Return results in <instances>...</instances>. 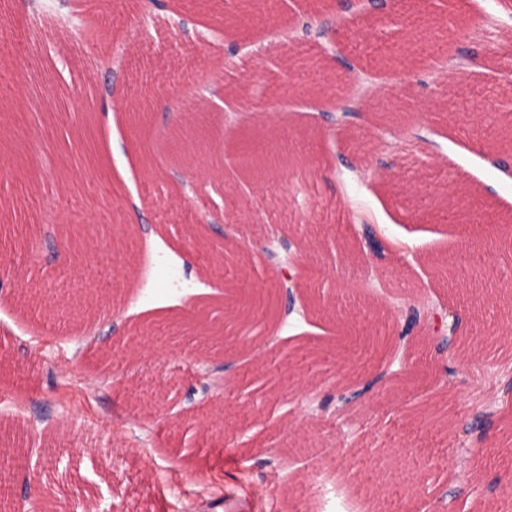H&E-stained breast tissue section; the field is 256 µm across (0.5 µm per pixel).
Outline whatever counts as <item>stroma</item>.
<instances>
[{"label": "stroma", "mask_w": 512, "mask_h": 512, "mask_svg": "<svg viewBox=\"0 0 512 512\" xmlns=\"http://www.w3.org/2000/svg\"><path fill=\"white\" fill-rule=\"evenodd\" d=\"M502 0H470L450 43L421 42L407 64L371 69L370 54L402 35L366 0L311 11L305 0L277 10L228 0L235 18L207 6L170 7L141 22L129 4L69 0L80 19L69 40L30 35L26 0L4 18L12 39L0 53V442L49 491L95 512H503L512 503V327L502 316L512 272L498 263L490 226L512 233V186L496 159L512 142L490 130L512 96V58L500 33L512 26ZM328 28L335 57L320 73L293 58L316 52L301 19ZM222 26L223 41L198 33ZM290 40H281V31ZM242 48L226 70L225 44ZM493 59L490 71H436L445 55ZM112 61L115 100L146 107L140 136L166 162L149 170L132 149L131 119L109 122L95 106ZM228 98L263 96L284 83L279 108L226 126L206 120L196 160L173 136L197 106L187 74ZM369 106L361 120L330 131L322 102ZM262 145L296 152L303 168L275 177L231 160ZM469 202L459 220L450 194ZM213 211L215 223L197 220ZM371 225L376 253L346 257ZM322 235L302 253L295 310L265 324L266 346L242 335L204 358L195 338L161 343L201 301L221 306L227 289L271 286L260 253L281 229ZM69 243L51 259L46 236ZM242 247L240 264H214L206 245ZM480 253L477 266L459 256ZM456 265L454 277L442 270ZM484 276L498 291L475 293ZM456 310L457 345L402 340L391 377L361 407L339 415L316 400L374 379L380 359L361 356L356 337L394 334L402 310ZM479 340L469 361L459 348ZM231 361L237 384L202 393L199 376ZM497 407L482 453L461 454L456 431ZM285 456L287 471L271 465ZM495 492H488V485Z\"/></svg>", "instance_id": "obj_1"}]
</instances>
